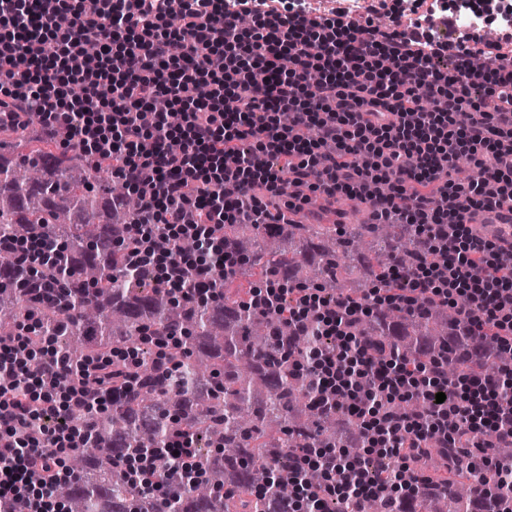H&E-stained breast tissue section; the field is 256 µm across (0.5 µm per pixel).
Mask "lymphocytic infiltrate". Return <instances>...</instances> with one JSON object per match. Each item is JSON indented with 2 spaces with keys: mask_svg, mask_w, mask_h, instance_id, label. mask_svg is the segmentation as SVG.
<instances>
[{
  "mask_svg": "<svg viewBox=\"0 0 512 512\" xmlns=\"http://www.w3.org/2000/svg\"><path fill=\"white\" fill-rule=\"evenodd\" d=\"M64 10L71 25L61 30ZM438 18L457 26L448 9L396 14L388 27L358 24L344 7L315 18L308 0H98L92 12L65 0H0V129L34 120L56 148L109 163L140 198L139 218L125 227L128 263L151 269L170 295L223 302L216 283L241 258L217 226L281 224L320 199H359L374 221L413 225L441 253L438 265H390L365 301L271 278L244 289L247 305L300 330L316 324L327 340L312 357L320 392L345 405L375 453L400 462L388 474L333 448L301 450L288 479L305 512L327 500L406 497L410 463L431 442H512V368L452 382L441 364L400 361L355 331L379 308L464 298L470 324L494 326L495 343L512 347V258L469 222L512 205V65L493 47L473 66V31L449 53L431 29ZM47 38L55 55L43 50ZM88 42L99 49L91 67L80 61ZM215 55L223 69L211 68ZM160 95L178 124L154 109ZM464 154L479 178H456ZM285 185V210L271 214L268 201ZM160 234L198 248L157 252ZM36 331L26 322L0 338V371L12 376L0 385V507L22 498L29 512H64L55 488L75 478L66 458L84 446L66 417L89 394L51 338L25 350ZM418 396L427 412H395ZM174 468L194 470L188 440L148 456L137 482L160 493ZM311 468L322 475L315 491L302 478Z\"/></svg>",
  "mask_w": 512,
  "mask_h": 512,
  "instance_id": "obj_1",
  "label": "lymphocytic infiltrate"
}]
</instances>
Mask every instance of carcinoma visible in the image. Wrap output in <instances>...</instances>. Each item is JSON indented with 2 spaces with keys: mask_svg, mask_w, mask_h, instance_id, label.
<instances>
[{
  "mask_svg": "<svg viewBox=\"0 0 512 512\" xmlns=\"http://www.w3.org/2000/svg\"><path fill=\"white\" fill-rule=\"evenodd\" d=\"M44 142L37 121L0 133V245L40 237L53 245L47 269L34 271L0 254V336L15 335L34 318L40 337L54 339L68 363L88 361L119 348L138 349L143 332L181 337L168 365L141 352L140 369L112 391L103 412L77 408L72 422L86 429V447L74 458V482L58 491L67 512H281L293 493L280 474L296 448H336L362 456L364 441L344 407L314 398L312 336L288 323L239 305L173 302L146 267L124 257V226L138 213V198L113 177L112 166L95 165L81 152L27 147ZM224 242L243 258L227 280L252 276L286 278L320 288L325 295L367 297L366 288L393 255L407 265L434 258L410 224H226ZM463 299L435 303L414 315L390 307L357 326L373 345L400 358L440 362L453 380L462 374L494 376L512 366V351L494 348L491 331L471 335L459 314ZM180 436L194 446L204 476L184 484L172 472L156 496L134 486L119 465L127 453H154ZM457 465L453 449L412 463L413 471ZM468 466L432 489L417 479L410 500L369 499L357 508L327 501L321 512H471L479 496ZM233 487L237 494L221 491ZM493 498L512 512V488L498 483Z\"/></svg>",
  "mask_w": 512,
  "mask_h": 512,
  "instance_id": "obj_1",
  "label": "carcinoma"
}]
</instances>
